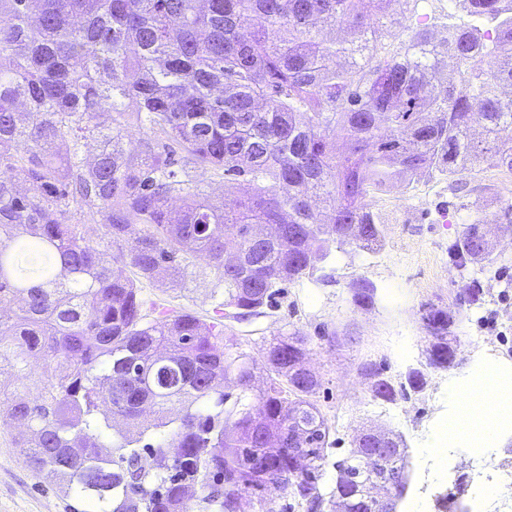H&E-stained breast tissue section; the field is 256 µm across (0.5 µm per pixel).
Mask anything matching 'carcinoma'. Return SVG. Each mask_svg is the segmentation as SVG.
Listing matches in <instances>:
<instances>
[{"mask_svg":"<svg viewBox=\"0 0 512 512\" xmlns=\"http://www.w3.org/2000/svg\"><path fill=\"white\" fill-rule=\"evenodd\" d=\"M425 2L0 0V373L26 379L32 355L46 360L39 396L10 392L0 416L24 425L14 447L84 512H245L246 493L281 484L304 512L332 498L341 512H379L374 491L403 495L405 455L363 461L403 440L371 428L321 492L339 439L309 400L320 381L300 332L267 343L271 383L255 397L256 361L221 323L186 311L146 321L140 283L201 254L221 305L260 316L332 249L384 245L368 194L423 175L465 192L484 164L512 171V140L499 136L512 126V0H453L469 20L447 13L438 41ZM395 15L416 20L404 40L385 34ZM194 168L244 177L250 192L216 205ZM90 223L104 229L97 242ZM484 236L476 218L448 247L461 273ZM374 296L356 283V303ZM423 320L426 355L448 363L455 319ZM361 371L384 402L425 385L419 369L398 389L371 362ZM114 416L150 442L110 433Z\"/></svg>","mask_w":512,"mask_h":512,"instance_id":"obj_1","label":"carcinoma"}]
</instances>
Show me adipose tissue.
<instances>
[{
  "mask_svg": "<svg viewBox=\"0 0 512 512\" xmlns=\"http://www.w3.org/2000/svg\"><path fill=\"white\" fill-rule=\"evenodd\" d=\"M501 385L500 376L491 368L474 367L451 391L455 409L439 427L437 442L465 447L478 438L487 446L495 443L496 420L512 416V409L500 404Z\"/></svg>",
  "mask_w": 512,
  "mask_h": 512,
  "instance_id": "obj_1",
  "label": "adipose tissue"
}]
</instances>
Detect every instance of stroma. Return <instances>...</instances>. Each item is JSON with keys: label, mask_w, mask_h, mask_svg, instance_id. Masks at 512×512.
Masks as SVG:
<instances>
[{"label": "stroma", "mask_w": 512, "mask_h": 512, "mask_svg": "<svg viewBox=\"0 0 512 512\" xmlns=\"http://www.w3.org/2000/svg\"><path fill=\"white\" fill-rule=\"evenodd\" d=\"M512 172L481 167L467 179L468 195L452 193L447 180L423 177L412 189L394 186L367 196V208L387 222L383 247L367 255L345 247L316 262L314 279L284 286L265 316L231 322L240 351L264 356L266 341L283 332L300 331L307 338V365L321 379L313 400L343 439L372 426L400 434L406 446L408 482H415L427 455L436 447L434 432L447 418L453 400L450 386L470 368L485 362V343L495 341L512 353V267L504 279H485L481 305L464 304L468 285L448 256L469 214L484 222L491 256L512 258V227L501 215L512 198L502 195V182ZM371 282L373 305L353 300L355 283ZM141 296L148 303L212 315L219 301L209 286L186 273L178 281L146 282ZM448 310L456 319L462 364L448 369L425 364L430 337L423 325V307ZM372 362L400 384L410 369L423 370L424 389L402 397L403 411L394 415L371 397V381L360 366ZM15 423L0 420V512H69L65 497L45 475L31 469L12 437Z\"/></svg>", "instance_id": "stroma-1"}]
</instances>
